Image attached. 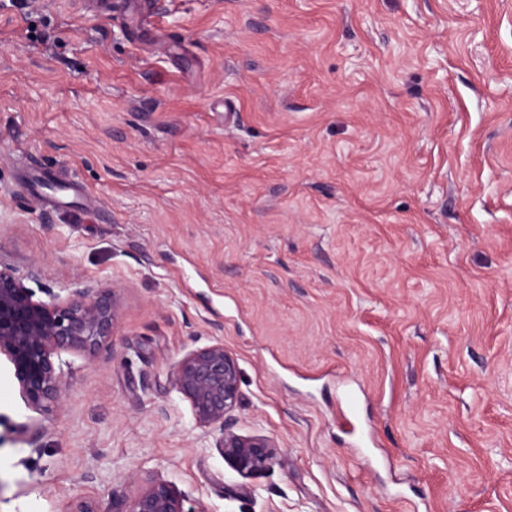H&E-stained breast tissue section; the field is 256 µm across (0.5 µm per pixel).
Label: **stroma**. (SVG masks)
Returning a JSON list of instances; mask_svg holds the SVG:
<instances>
[{"label":"stroma","mask_w":512,"mask_h":512,"mask_svg":"<svg viewBox=\"0 0 512 512\" xmlns=\"http://www.w3.org/2000/svg\"><path fill=\"white\" fill-rule=\"evenodd\" d=\"M153 3L0 0V264L123 305L62 407L0 359V512H512V0ZM215 337L287 466L172 388ZM184 501L171 483L156 480L130 500L114 498L112 512H193L184 509Z\"/></svg>","instance_id":"stroma-1"}]
</instances>
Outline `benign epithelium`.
<instances>
[{
  "mask_svg": "<svg viewBox=\"0 0 512 512\" xmlns=\"http://www.w3.org/2000/svg\"><path fill=\"white\" fill-rule=\"evenodd\" d=\"M35 298L12 271L0 265V356L14 368L25 401L36 410L62 406L68 393V354L89 358L115 335L122 319L119 288H77L65 295ZM171 386L190 404L197 427L243 477L284 464L274 441L235 432L241 371L236 358L214 340L191 349L169 367ZM112 512H191L184 498L163 480L132 499H112Z\"/></svg>",
  "mask_w": 512,
  "mask_h": 512,
  "instance_id": "benign-epithelium-1",
  "label": "benign epithelium"
}]
</instances>
